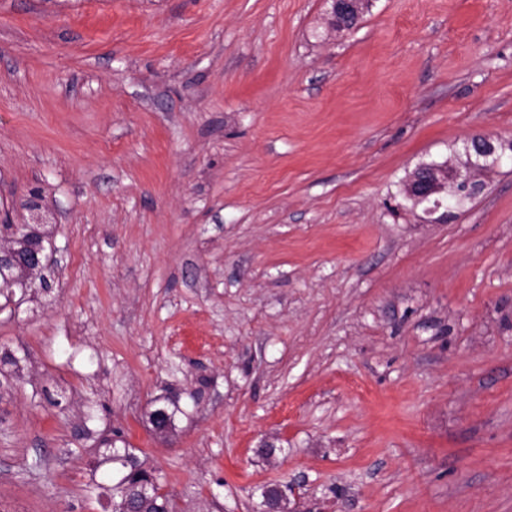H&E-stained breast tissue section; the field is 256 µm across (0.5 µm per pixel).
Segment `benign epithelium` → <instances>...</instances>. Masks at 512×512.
I'll return each mask as SVG.
<instances>
[{"mask_svg": "<svg viewBox=\"0 0 512 512\" xmlns=\"http://www.w3.org/2000/svg\"><path fill=\"white\" fill-rule=\"evenodd\" d=\"M330 2L332 21H337L342 28L349 29L353 26V22L358 20L359 11L367 0H330ZM511 148L512 145L509 143L498 145L486 137L476 135L468 141L466 146L471 160L468 169L461 171L437 164L421 166L410 175L407 181L408 198L416 203L427 201L441 193L450 183L467 191L474 180L471 172L499 164L508 158L507 150ZM40 224V217L37 216L31 224L12 226L11 243L7 245L1 243L3 236L0 235V261L3 263L18 260L14 241L23 239L33 241V244L28 246L24 260L20 262L25 274L32 279L43 276L53 259V256L45 252L42 244L36 242V238L29 233V230L37 228ZM149 424L160 436L166 437L173 432L172 420L163 412L153 413L149 418ZM287 501L289 498L282 489L271 487L264 492L263 512H288Z\"/></svg>", "mask_w": 512, "mask_h": 512, "instance_id": "1", "label": "benign epithelium"}]
</instances>
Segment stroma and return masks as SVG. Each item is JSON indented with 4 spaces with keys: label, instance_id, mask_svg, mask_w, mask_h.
<instances>
[{
    "label": "stroma",
    "instance_id": "35a3bbf8",
    "mask_svg": "<svg viewBox=\"0 0 512 512\" xmlns=\"http://www.w3.org/2000/svg\"><path fill=\"white\" fill-rule=\"evenodd\" d=\"M329 9L0 0V219L40 193L62 258L0 309V512H104L85 426L178 512H512V161L405 193L512 141V0ZM332 4V22H340L343 29H349L358 20L359 11L367 0H330ZM470 156L471 165L464 172L459 169L449 168L447 165H424L417 168L407 181L408 198L416 204L428 201L431 197L441 193L451 182L462 191H468L474 180L471 171L493 167L508 158L507 150L511 152V144H495L492 140L476 135L472 137L466 146ZM512 152L510 154L511 159ZM162 401L170 416H173L174 423L179 415H186L187 412L182 405L180 394L165 397ZM170 416H166L164 412H155L151 415L148 422L157 435L166 437L173 432L174 428Z\"/></svg>",
    "mask_w": 512,
    "mask_h": 512
}]
</instances>
